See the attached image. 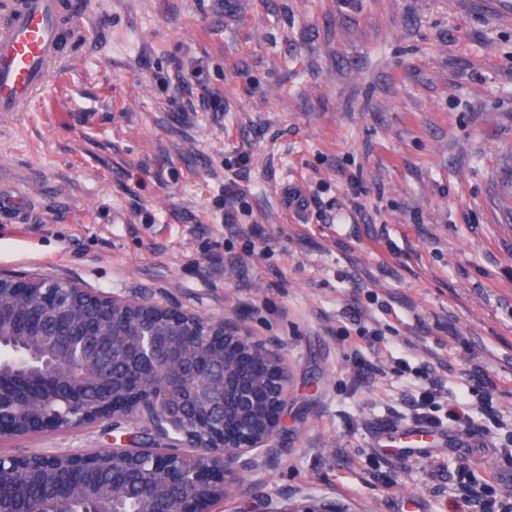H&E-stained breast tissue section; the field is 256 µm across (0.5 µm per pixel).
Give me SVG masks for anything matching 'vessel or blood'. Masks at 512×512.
<instances>
[{"instance_id": "obj_1", "label": "vessel or blood", "mask_w": 512, "mask_h": 512, "mask_svg": "<svg viewBox=\"0 0 512 512\" xmlns=\"http://www.w3.org/2000/svg\"><path fill=\"white\" fill-rule=\"evenodd\" d=\"M75 26L60 0H5L0 6V120L27 111L61 67L60 40ZM33 197L19 186L0 197V212L28 213Z\"/></svg>"}]
</instances>
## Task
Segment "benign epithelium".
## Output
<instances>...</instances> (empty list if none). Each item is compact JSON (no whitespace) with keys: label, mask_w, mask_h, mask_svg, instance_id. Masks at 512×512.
<instances>
[{"label":"benign epithelium","mask_w":512,"mask_h":512,"mask_svg":"<svg viewBox=\"0 0 512 512\" xmlns=\"http://www.w3.org/2000/svg\"><path fill=\"white\" fill-rule=\"evenodd\" d=\"M37 303L47 315L85 319L88 315L132 316L138 324L133 342L112 339V355L127 358L135 377L117 388L98 383L95 404L84 403L82 387L90 340L41 335V321L18 310L9 326L39 337L42 355L53 364L23 374L0 367V430L23 426L67 432L112 419L124 421L144 445H112L94 452L0 455V512H36L26 463L35 458L55 476L58 506H68L75 486L87 485L106 456L137 462L149 472L140 487L147 498L164 501V512H218L224 502L225 476L233 465L268 446L280 429L288 403V367L281 354L253 340L235 322L205 317L145 301L106 293H87L78 285L53 280L17 281L0 275V286ZM40 355V356H42ZM40 356L33 355L34 363ZM173 448L194 449L193 466H182ZM254 512H342L336 502L316 497L294 501L268 499Z\"/></svg>","instance_id":"benign-epithelium-1"}]
</instances>
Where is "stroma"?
I'll use <instances>...</instances> for the list:
<instances>
[{
  "label": "stroma",
  "mask_w": 512,
  "mask_h": 512,
  "mask_svg": "<svg viewBox=\"0 0 512 512\" xmlns=\"http://www.w3.org/2000/svg\"><path fill=\"white\" fill-rule=\"evenodd\" d=\"M89 2L64 66L0 123V189L36 207L0 218V273L234 320L284 355L281 428L223 512H459L446 421L470 367L498 414L473 417L512 442V0ZM232 181L255 236L224 222ZM434 382L424 449L400 452L407 400ZM112 435L102 420L0 453ZM343 509L336 507L335 501H328L316 497H305L294 501L288 499L283 501H273L267 499L266 502L259 504L251 512H342Z\"/></svg>",
  "instance_id": "35a3bbf8"
}]
</instances>
